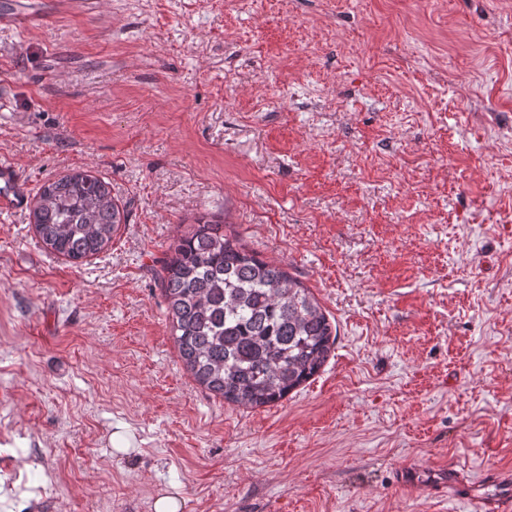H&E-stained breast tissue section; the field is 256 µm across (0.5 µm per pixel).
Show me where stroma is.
Wrapping results in <instances>:
<instances>
[{"label":"stroma","instance_id":"1","mask_svg":"<svg viewBox=\"0 0 512 512\" xmlns=\"http://www.w3.org/2000/svg\"><path fill=\"white\" fill-rule=\"evenodd\" d=\"M0 155L125 212L75 266L0 212L12 512H467L408 465L512 472V0H0ZM201 215L337 327L256 410L185 370L159 273Z\"/></svg>","mask_w":512,"mask_h":512}]
</instances>
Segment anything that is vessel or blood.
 <instances>
[{"label":"vessel or blood","mask_w":512,"mask_h":512,"mask_svg":"<svg viewBox=\"0 0 512 512\" xmlns=\"http://www.w3.org/2000/svg\"><path fill=\"white\" fill-rule=\"evenodd\" d=\"M0 182L5 189L0 192V210L14 211L26 206L27 193L20 183L14 165L0 158ZM401 480L405 488L426 487L432 497L462 501L469 505L471 512H512V474L499 472L493 474L492 483L495 493L490 497L475 494L470 481L460 470L453 467H439L436 477L429 483H421L419 470L410 467L402 471Z\"/></svg>","instance_id":"b4317fda"}]
</instances>
